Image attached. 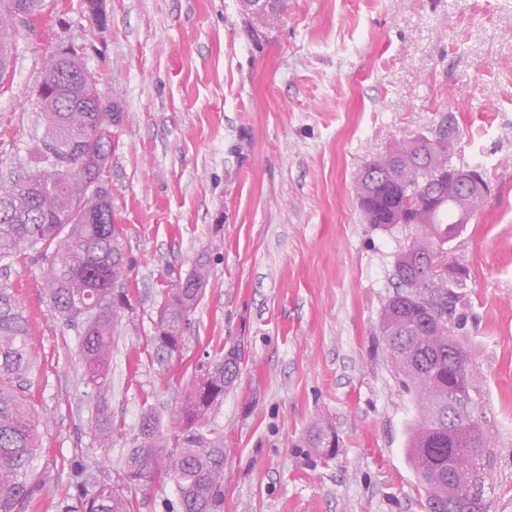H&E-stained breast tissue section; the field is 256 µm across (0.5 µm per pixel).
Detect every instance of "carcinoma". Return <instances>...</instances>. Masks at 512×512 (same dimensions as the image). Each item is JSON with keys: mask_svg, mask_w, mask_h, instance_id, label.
Instances as JSON below:
<instances>
[{"mask_svg": "<svg viewBox=\"0 0 512 512\" xmlns=\"http://www.w3.org/2000/svg\"><path fill=\"white\" fill-rule=\"evenodd\" d=\"M44 0H0V14L24 16L30 27L41 16ZM276 0H254L255 17L249 19L252 35L278 18ZM16 33L0 35V82L13 65ZM45 128L36 136L37 169L17 176L0 192V261L10 262L26 254L36 257L43 270L45 296L55 314L79 331L83 384L96 405L94 441L99 448L112 447L115 428L109 410L112 394V333L120 313L114 310L112 281L116 275L130 278L133 265L113 235L117 217L112 197L103 199L97 222L76 220L79 202L68 197L58 180L46 173L63 160L79 165L85 147L93 143L99 155H110L112 112L101 100L80 103L58 95L40 99ZM454 118L440 116L432 134L395 144L397 157L382 162L374 157L364 165L357 185L361 209L376 227L424 223L434 234L415 237L408 250L432 253L427 264L408 262L399 255L394 276L397 290L385 304L380 334L385 348L393 349L395 368L407 390L418 402V412L407 428V452L415 468L426 512H448L447 482L432 479L433 465L445 467L448 448L456 449L453 469L464 474L460 489L468 512H489L486 495L490 455L485 446L483 419L473 393L477 387L466 377L470 352L448 333L468 322L461 296L455 288L467 279L465 267L456 264L455 278L436 275L445 245L464 227L460 214L468 205L476 212L485 199L448 200V159L431 155L437 140L457 137ZM207 264L199 260L180 282L173 285L154 322V355L159 361L182 349L183 337L171 330L189 325L202 295L197 284L207 281ZM430 315L443 322L440 336H420V318ZM31 329L8 289L0 288V512H23L25 504L43 485L32 481L31 465L38 451V420L26 399L24 383L37 364L30 342ZM237 361L223 358L194 367V380L178 410L162 425L161 417L147 409L122 467L114 481L95 474L76 461L71 465L72 492L63 512H133L134 491L156 479L172 477L175 502L168 512H223L224 438L207 430L209 412L234 383ZM463 394L460 423L448 436L440 428L436 409L448 404V395ZM171 439H166L162 428ZM331 432L320 424L311 427L306 445L323 453Z\"/></svg>", "mask_w": 512, "mask_h": 512, "instance_id": "obj_1", "label": "carcinoma"}]
</instances>
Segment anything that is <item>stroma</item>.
I'll use <instances>...</instances> for the list:
<instances>
[{
  "label": "stroma",
  "instance_id": "obj_1",
  "mask_svg": "<svg viewBox=\"0 0 512 512\" xmlns=\"http://www.w3.org/2000/svg\"><path fill=\"white\" fill-rule=\"evenodd\" d=\"M97 27L82 0H45L20 30L0 85V190L33 169L45 57L80 48L122 121L107 180L134 259L132 314L112 350L108 451L92 439L80 339L43 296L35 261L9 288L41 363L25 512H58L72 459L100 454L117 478L145 409L174 413L195 363L237 350L240 372L208 427L224 438V512H425L407 453L414 400L399 386L379 323L396 259L417 230L367 224L356 180L443 113L459 128L451 163L480 167L490 193L448 258L469 270L476 402L494 467L490 512H512V0H286L262 43L239 0H107ZM209 281L183 348L157 361V310L199 256ZM339 448L302 440L314 422Z\"/></svg>",
  "mask_w": 512,
  "mask_h": 512
}]
</instances>
